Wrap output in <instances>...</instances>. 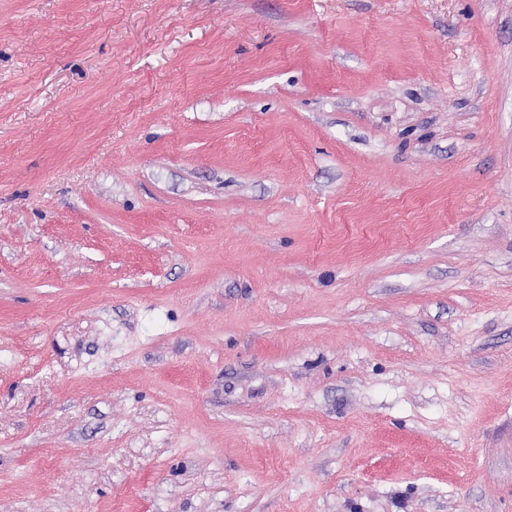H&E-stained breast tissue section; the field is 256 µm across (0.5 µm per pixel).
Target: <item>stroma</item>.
Segmentation results:
<instances>
[{
  "mask_svg": "<svg viewBox=\"0 0 512 512\" xmlns=\"http://www.w3.org/2000/svg\"><path fill=\"white\" fill-rule=\"evenodd\" d=\"M0 512H512V0H0Z\"/></svg>",
  "mask_w": 512,
  "mask_h": 512,
  "instance_id": "stroma-1",
  "label": "stroma"
}]
</instances>
